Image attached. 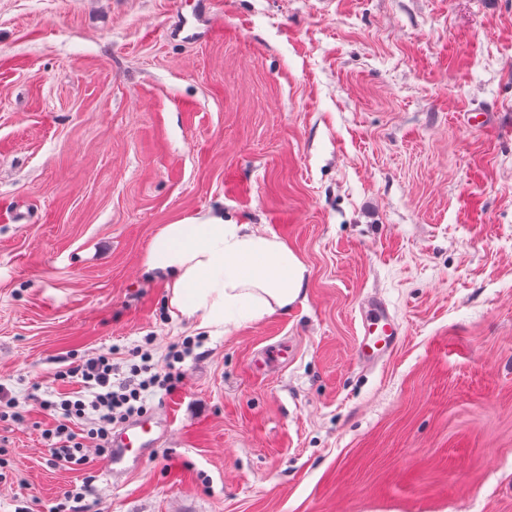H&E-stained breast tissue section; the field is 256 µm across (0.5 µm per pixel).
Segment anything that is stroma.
<instances>
[{"instance_id": "stroma-1", "label": "stroma", "mask_w": 512, "mask_h": 512, "mask_svg": "<svg viewBox=\"0 0 512 512\" xmlns=\"http://www.w3.org/2000/svg\"><path fill=\"white\" fill-rule=\"evenodd\" d=\"M211 212L300 256L288 311L172 318L150 243ZM187 337L139 469L54 459L62 367ZM0 388V512H512V0H0ZM360 335L355 347L356 361L374 367L388 358L402 341V324L390 314L387 303L373 294L363 299ZM94 478V475H89L79 489L76 488L65 492L64 502L52 507L51 510L54 512H84V501L87 497L94 496Z\"/></svg>"}]
</instances>
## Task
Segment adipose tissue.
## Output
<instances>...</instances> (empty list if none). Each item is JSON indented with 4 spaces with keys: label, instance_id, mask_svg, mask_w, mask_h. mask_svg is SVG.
I'll return each mask as SVG.
<instances>
[{
    "label": "adipose tissue",
    "instance_id": "ef3b65f1",
    "mask_svg": "<svg viewBox=\"0 0 512 512\" xmlns=\"http://www.w3.org/2000/svg\"><path fill=\"white\" fill-rule=\"evenodd\" d=\"M169 291L172 317L210 330L257 322L300 297L308 268L276 235L207 215L164 225L146 257Z\"/></svg>",
    "mask_w": 512,
    "mask_h": 512
}]
</instances>
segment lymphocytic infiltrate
<instances>
[{"mask_svg": "<svg viewBox=\"0 0 512 512\" xmlns=\"http://www.w3.org/2000/svg\"><path fill=\"white\" fill-rule=\"evenodd\" d=\"M194 347V342L188 339L173 345L165 368L158 369L147 346H137L127 364L129 378L121 382L116 379L119 366L108 352L60 370L59 380L80 383L81 388L61 396L60 400L45 403L47 410L60 419L46 433L53 457L70 465H85V446L89 443L98 456L109 454L115 429L146 412L148 393L160 390L169 394L178 388L181 381L178 365ZM75 420L87 424L83 439H76L68 427Z\"/></svg>", "mask_w": 512, "mask_h": 512, "instance_id": "1", "label": "lymphocytic infiltrate"}]
</instances>
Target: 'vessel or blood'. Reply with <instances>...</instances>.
Segmentation results:
<instances>
[{"label": "vessel or blood", "instance_id": "vessel-or-blood-1", "mask_svg": "<svg viewBox=\"0 0 512 512\" xmlns=\"http://www.w3.org/2000/svg\"><path fill=\"white\" fill-rule=\"evenodd\" d=\"M402 324L390 314L378 295L364 298L361 306L360 335L355 347L357 362L373 367L388 358L404 337ZM158 422L146 414L123 425L112 435V452L107 460L108 475L118 477L128 471V462L142 460L156 444Z\"/></svg>", "mask_w": 512, "mask_h": 512}]
</instances>
